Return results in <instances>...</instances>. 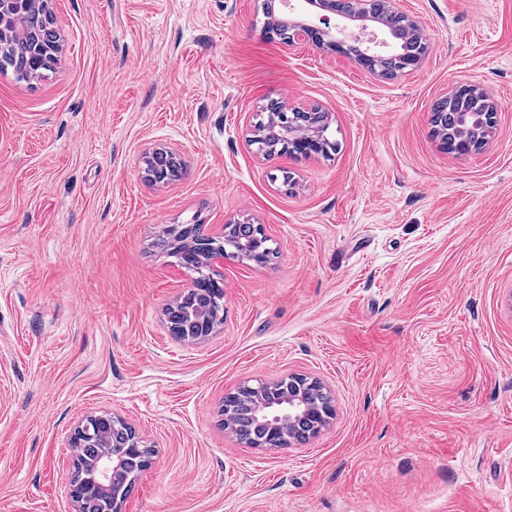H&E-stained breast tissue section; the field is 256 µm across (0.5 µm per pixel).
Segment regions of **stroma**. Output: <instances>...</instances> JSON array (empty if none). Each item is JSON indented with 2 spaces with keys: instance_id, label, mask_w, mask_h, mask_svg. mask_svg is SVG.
I'll return each mask as SVG.
<instances>
[{
  "instance_id": "1",
  "label": "stroma",
  "mask_w": 512,
  "mask_h": 512,
  "mask_svg": "<svg viewBox=\"0 0 512 512\" xmlns=\"http://www.w3.org/2000/svg\"><path fill=\"white\" fill-rule=\"evenodd\" d=\"M263 0H52L53 70L0 73V512H74L70 438L108 412L154 450L122 512H512V0H403L428 54L383 79L263 32ZM500 105L485 147L435 103ZM329 112L330 156L265 157L267 101ZM168 147L179 178L146 180ZM261 225L224 323L187 343L169 225ZM319 378L335 416L253 448L226 394ZM487 99L483 92H481L478 88H472L470 90L462 93H455L452 97L445 100V105H442L445 108L444 112H432V123L434 127L438 128L442 122V118L448 113V129L454 125V116L455 113L466 112L467 114L461 115V122L463 125H468V117L470 113H482L486 111L487 108ZM498 111V106L493 103H488L487 112L484 113L485 122L491 125L493 124L494 115Z\"/></svg>"
}]
</instances>
